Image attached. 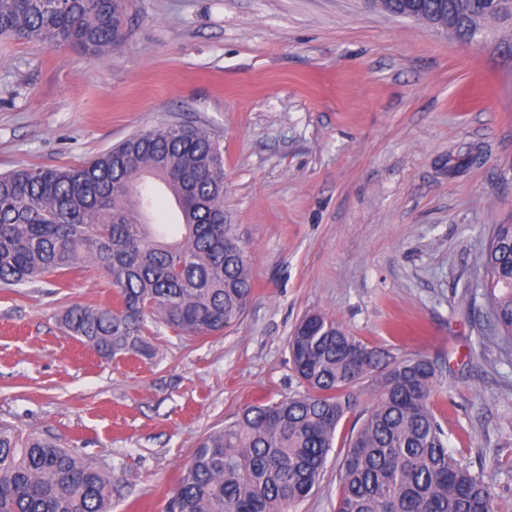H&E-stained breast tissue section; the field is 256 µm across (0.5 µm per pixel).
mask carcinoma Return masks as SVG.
Returning <instances> with one entry per match:
<instances>
[{"label":"carcinoma","mask_w":512,"mask_h":512,"mask_svg":"<svg viewBox=\"0 0 512 512\" xmlns=\"http://www.w3.org/2000/svg\"><path fill=\"white\" fill-rule=\"evenodd\" d=\"M417 4L415 20L467 29L481 15L512 35V0H390ZM119 0H0V36L55 42L91 58L121 45ZM163 184L181 238L147 220ZM95 267L110 306L71 304L65 333L105 359L151 358L149 324L195 339L239 322L252 298L246 242L224 216V150L185 123L137 132L78 166L0 173V286L12 288ZM477 267L495 343L512 352V224L492 225ZM306 385L300 394L245 406L206 434L166 512H295L321 483L336 429L372 380L374 402L344 442L336 512H497L494 484L448 450L430 405L434 363L397 357L308 313L288 340ZM0 512H112V471L58 437L0 428Z\"/></svg>","instance_id":"cac0c4a2"}]
</instances>
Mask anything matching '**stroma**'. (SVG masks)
Masks as SVG:
<instances>
[{
    "label": "stroma",
    "instance_id": "obj_1",
    "mask_svg": "<svg viewBox=\"0 0 512 512\" xmlns=\"http://www.w3.org/2000/svg\"><path fill=\"white\" fill-rule=\"evenodd\" d=\"M126 5V42L97 60L0 39V172L202 127L224 147V210L248 244L253 298L223 334L157 324L152 359L107 360L59 322L64 304H111L100 270L0 288V427L110 468L112 512H165L205 433L302 392L287 342L318 311L438 364L448 447L512 512V360L478 346L469 310L489 229L512 224V43H462L372 0ZM358 401L295 512H335L371 387Z\"/></svg>",
    "mask_w": 512,
    "mask_h": 512
}]
</instances>
